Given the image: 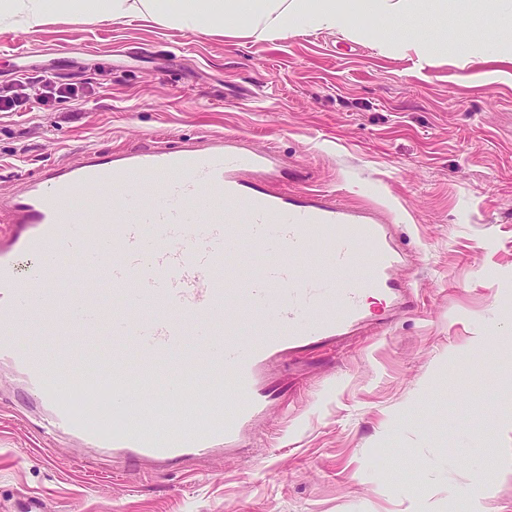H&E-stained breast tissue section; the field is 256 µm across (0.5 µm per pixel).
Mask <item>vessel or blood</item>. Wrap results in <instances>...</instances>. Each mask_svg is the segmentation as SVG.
Instances as JSON below:
<instances>
[{"label":"vessel or blood","instance_id":"obj_1","mask_svg":"<svg viewBox=\"0 0 512 512\" xmlns=\"http://www.w3.org/2000/svg\"><path fill=\"white\" fill-rule=\"evenodd\" d=\"M269 160L214 135L89 149L75 165L13 178L0 196V360L46 407L42 432L153 473L249 447L270 406L269 368L368 324L365 294L393 301L404 254L385 211L246 186L242 172ZM218 203L242 223L217 218ZM74 281L88 289L77 304ZM51 318L61 337L47 360L37 335ZM229 321L235 331H220ZM103 335L111 361L75 357L76 343ZM97 394L120 428L74 416V403ZM187 409L198 423L186 431Z\"/></svg>","mask_w":512,"mask_h":512}]
</instances>
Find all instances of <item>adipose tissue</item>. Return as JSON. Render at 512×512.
Returning <instances> with one entry per match:
<instances>
[{
  "label": "adipose tissue",
  "mask_w": 512,
  "mask_h": 512,
  "mask_svg": "<svg viewBox=\"0 0 512 512\" xmlns=\"http://www.w3.org/2000/svg\"><path fill=\"white\" fill-rule=\"evenodd\" d=\"M500 0H0V32H36L57 22L138 19L191 34L276 41L308 31L362 40L366 20L389 26L422 13L441 28L449 7L479 14L493 60L512 62V18Z\"/></svg>",
  "instance_id": "obj_1"
}]
</instances>
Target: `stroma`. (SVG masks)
Instances as JSON below:
<instances>
[{"label": "stroma", "instance_id": "1", "mask_svg": "<svg viewBox=\"0 0 512 512\" xmlns=\"http://www.w3.org/2000/svg\"><path fill=\"white\" fill-rule=\"evenodd\" d=\"M480 18L449 17L444 51L383 54L306 33L235 41L141 22L0 32V189L89 148L142 150L221 135L273 153V192L385 208L407 255L403 308L346 345L276 366L280 398L248 457L119 474L101 449L39 436L33 397L0 372V512H512V79L458 60ZM76 97L39 102L43 71Z\"/></svg>", "mask_w": 512, "mask_h": 512}]
</instances>
